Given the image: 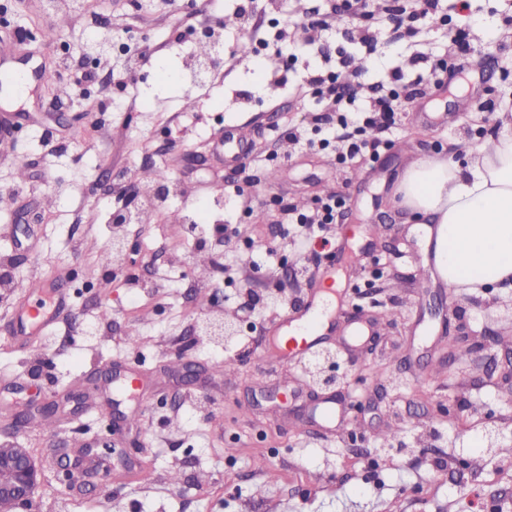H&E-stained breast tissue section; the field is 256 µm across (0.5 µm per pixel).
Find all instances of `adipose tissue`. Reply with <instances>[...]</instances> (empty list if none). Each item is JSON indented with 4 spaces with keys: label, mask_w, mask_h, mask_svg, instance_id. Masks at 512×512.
Instances as JSON below:
<instances>
[{
    "label": "adipose tissue",
    "mask_w": 512,
    "mask_h": 512,
    "mask_svg": "<svg viewBox=\"0 0 512 512\" xmlns=\"http://www.w3.org/2000/svg\"><path fill=\"white\" fill-rule=\"evenodd\" d=\"M401 205L428 224L438 278L451 288L512 283V133L501 131L459 163L424 154L406 169Z\"/></svg>",
    "instance_id": "1"
}]
</instances>
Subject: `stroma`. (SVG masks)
I'll use <instances>...</instances> for the list:
<instances>
[{"label":"stroma","mask_w":512,"mask_h":512,"mask_svg":"<svg viewBox=\"0 0 512 512\" xmlns=\"http://www.w3.org/2000/svg\"><path fill=\"white\" fill-rule=\"evenodd\" d=\"M108 2L0 0V19L11 30L47 23L61 30L54 51L28 39L10 48L15 70L39 66L49 79L30 82L21 98L0 84V266L9 267L16 287L40 272L65 277L74 307L41 344L20 352L10 341L11 308L0 303V376L22 379L0 388V440L21 406L85 396L79 415L57 416L53 436L36 421L16 433L45 466L35 512H495L512 505V463L485 435L491 416L512 436V382L505 378L512 350H496L491 361L480 351L462 364L450 356L459 336H512V288L423 285L427 246L397 192L417 155L464 161L468 148L512 123V37L505 35L512 0H469L463 15L455 0H440L447 24L419 35L418 46L389 43L372 55L359 43L355 20L337 15L336 0H269L254 13L256 37L270 40L308 15L330 21L322 38L333 59L363 60L364 83L385 80L399 63L419 73L411 62L417 50L449 60V27L470 25L479 51L463 59V73L423 74L420 95L399 103L389 147L362 168L309 146L326 132L313 121L317 95L296 94L323 63L305 40L287 43L278 56L228 54L223 72L187 88L184 58L205 48L198 30H222L225 48L238 47L243 38L225 21L244 0H124L107 18L101 10ZM119 38L155 52L153 65L123 91L113 83L124 64L113 46ZM87 68L97 77L85 94L62 95ZM233 125L253 131L264 161L238 167L212 155L213 141ZM290 128L302 144L284 138ZM148 167L165 169L183 192L144 222L125 225L134 260L126 276L106 279L96 255L112 242V212L126 204L117 190L140 185ZM273 169L280 176L271 181ZM22 172L29 190L16 201L5 188ZM228 182L254 197L253 211L224 197ZM327 194L346 206L324 225L325 236L362 259L356 271L340 273L344 308L372 327L356 345L337 333L322 340L349 366L339 388L343 421L333 432L309 416L316 387L305 364L288 366L289 387L271 401L265 393L277 387L279 368L260 357L271 322L309 298L331 259L330 250L296 246L294 227L280 223L274 200L312 207ZM175 214L238 226L230 269L213 263L223 241L210 237L208 251H197L195 239L171 224ZM253 297L260 311L241 323L235 341L192 340L206 314L237 313ZM433 302L439 314H431ZM104 304L112 309L107 323L97 318ZM133 327L141 336L134 345L126 341ZM180 359L196 365L194 385L180 379ZM107 366L148 377L143 403L94 385ZM394 427L405 451L390 458L381 439ZM104 438L129 449V460L110 456L111 479L89 478L78 492L64 488L57 457L76 460L81 442ZM172 470L181 485L168 482Z\"/></svg>","instance_id":"1"}]
</instances>
